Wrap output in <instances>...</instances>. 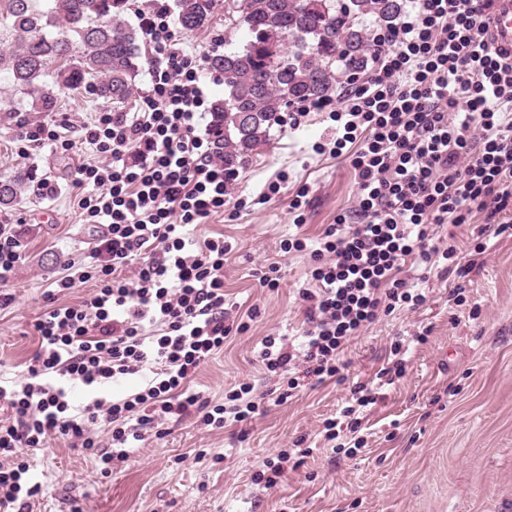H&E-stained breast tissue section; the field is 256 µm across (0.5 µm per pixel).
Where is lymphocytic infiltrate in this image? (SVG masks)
<instances>
[{
  "label": "lymphocytic infiltrate",
  "instance_id": "obj_1",
  "mask_svg": "<svg viewBox=\"0 0 512 512\" xmlns=\"http://www.w3.org/2000/svg\"><path fill=\"white\" fill-rule=\"evenodd\" d=\"M493 0H410L394 28L375 31L372 66L343 90L335 109L307 101L289 113L299 128L311 112L332 123L316 154L348 162L359 194L356 208L309 238L283 240L286 253L308 254L311 287L298 291L306 330L299 342L263 336L257 360L285 382V403L304 381L346 380V345L395 310L418 308L426 296L404 274L406 264L441 263L440 277H464L488 245L461 263L455 246L432 242L435 228L483 215L494 236L512 230V59L489 45L484 21ZM139 25L149 47L147 83L135 112L105 108L84 126L93 153L74 174L84 223L104 226L90 260L56 280L34 324L39 345L22 381L0 384V512H28L41 484L22 458L26 448L63 439L96 458L102 475L125 461L168 418H197L217 429L250 423L268 398L242 383L211 403L193 390L198 369L246 322H225L223 238L196 242L189 226L222 213L230 179L224 151L200 123L211 111L208 57L176 38L170 14L157 6ZM18 139L65 152L60 125L21 119ZM92 283L81 301L58 293ZM427 333L396 337L386 367L354 383L339 419L322 430L334 450L365 444L363 421L384 391L407 371L412 343ZM140 385L109 400L114 381ZM92 398L75 403V386ZM107 442H100V435Z\"/></svg>",
  "mask_w": 512,
  "mask_h": 512
}]
</instances>
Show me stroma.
I'll use <instances>...</instances> for the list:
<instances>
[{"instance_id":"1","label":"stroma","mask_w":512,"mask_h":512,"mask_svg":"<svg viewBox=\"0 0 512 512\" xmlns=\"http://www.w3.org/2000/svg\"><path fill=\"white\" fill-rule=\"evenodd\" d=\"M103 106L86 93L60 99L44 118L65 126L75 147L23 152L15 135L31 100L0 74V179L27 171L55 187L42 196L29 186L0 213L22 258L5 287L14 300L0 307L4 376L17 377L36 349L33 326L52 282L67 262L86 259L99 233L83 223L72 180L93 159L79 141L81 128ZM329 124L326 113L312 112L298 129L274 127L269 144L238 167L223 214L193 230L197 240L221 234L233 246L224 264L230 318L258 310L250 330L233 335L197 371L193 386L211 402H223L225 389L243 382L265 385L256 361L261 338L301 331L295 290L309 278L310 258L282 253L281 241L299 230L315 236L357 204L352 167L311 150ZM283 172L286 191L264 198L265 185ZM302 182L312 201L298 229L289 199ZM274 261L282 279L270 290L260 286L259 272ZM419 286L427 297L422 307L383 318L344 352L350 382L363 381L386 363L393 336L429 333L411 351L406 374L372 408L366 445L355 457L335 454L321 436L324 421L337 417L348 397V384L307 386L287 403L270 404L243 438L234 428L204 427L192 418L165 421L163 438L140 442L106 477L94 458L67 442L25 449L43 485L31 512H512V236L491 239L482 265L466 278L433 272ZM457 286L467 297L460 307L448 300ZM302 435L313 455L273 487L254 484L262 460Z\"/></svg>"}]
</instances>
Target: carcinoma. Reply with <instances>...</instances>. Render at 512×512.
<instances>
[{
	"mask_svg": "<svg viewBox=\"0 0 512 512\" xmlns=\"http://www.w3.org/2000/svg\"><path fill=\"white\" fill-rule=\"evenodd\" d=\"M0 0V22L12 46L0 49V72L38 112L81 90L130 112L142 70V32L126 18L131 0ZM219 0H174L175 21L190 31L210 24ZM402 0H224V26L244 30L235 49L208 59L224 73V95L212 112L224 130L229 175L270 141L282 112L336 94L338 77L364 73L371 53L368 16L380 28L395 23ZM27 173L0 180V210L17 202Z\"/></svg>",
	"mask_w": 512,
	"mask_h": 512,
	"instance_id": "cac0c4a2",
	"label": "carcinoma"
}]
</instances>
